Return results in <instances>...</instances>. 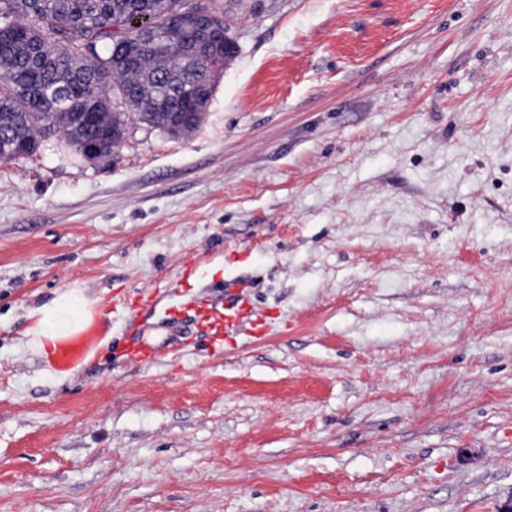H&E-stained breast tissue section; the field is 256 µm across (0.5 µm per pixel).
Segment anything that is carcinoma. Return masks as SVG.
<instances>
[{"instance_id": "carcinoma-1", "label": "carcinoma", "mask_w": 512, "mask_h": 512, "mask_svg": "<svg viewBox=\"0 0 512 512\" xmlns=\"http://www.w3.org/2000/svg\"><path fill=\"white\" fill-rule=\"evenodd\" d=\"M158 0H0V17L14 25L0 34V120L12 123L15 151L27 155L55 136L93 140L100 128L88 117L83 131L61 125L55 112H72L94 97L110 103L125 94L124 109L113 113V125L125 118H143L157 97L167 96L169 111H189V95L213 92L210 72L224 59L188 58L176 39H169L163 56L141 45L124 59L126 43L138 19L154 18ZM57 36L91 56L83 61L42 49L40 36Z\"/></svg>"}]
</instances>
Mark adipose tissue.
<instances>
[{
	"label": "adipose tissue",
	"instance_id": "ef3b65f1",
	"mask_svg": "<svg viewBox=\"0 0 512 512\" xmlns=\"http://www.w3.org/2000/svg\"><path fill=\"white\" fill-rule=\"evenodd\" d=\"M95 312V303L79 289L60 293L51 302L32 312L35 320L31 331L38 349L56 345L64 336L78 332Z\"/></svg>",
	"mask_w": 512,
	"mask_h": 512
}]
</instances>
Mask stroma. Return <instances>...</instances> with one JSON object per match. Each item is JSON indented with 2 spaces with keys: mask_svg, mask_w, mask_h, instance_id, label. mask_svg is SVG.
I'll use <instances>...</instances> for the list:
<instances>
[{
  "mask_svg": "<svg viewBox=\"0 0 512 512\" xmlns=\"http://www.w3.org/2000/svg\"><path fill=\"white\" fill-rule=\"evenodd\" d=\"M219 2L239 50L192 135L0 163V512H497L512 0ZM233 280L265 335H127V298ZM70 286L97 311L41 354Z\"/></svg>",
  "mask_w": 512,
  "mask_h": 512,
  "instance_id": "35a3bbf8",
  "label": "stroma"
}]
</instances>
